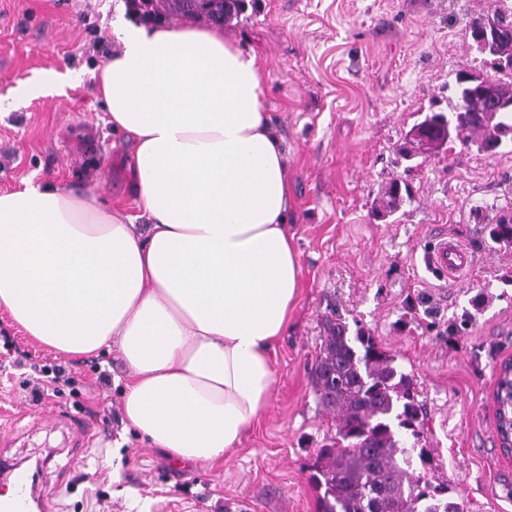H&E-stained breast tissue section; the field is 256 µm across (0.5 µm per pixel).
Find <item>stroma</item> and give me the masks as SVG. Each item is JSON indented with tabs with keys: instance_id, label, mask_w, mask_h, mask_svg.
Listing matches in <instances>:
<instances>
[{
	"instance_id": "stroma-1",
	"label": "stroma",
	"mask_w": 512,
	"mask_h": 512,
	"mask_svg": "<svg viewBox=\"0 0 512 512\" xmlns=\"http://www.w3.org/2000/svg\"><path fill=\"white\" fill-rule=\"evenodd\" d=\"M495 0H248L224 28L255 52L265 111L283 139L289 217L301 287L274 344V394L223 460L180 464L125 426L116 352L62 355L34 344L0 309V344L73 377L34 403L30 369L0 358V460H40L51 512H319L312 464L336 420L312 369L327 318L365 333L411 376L424 419L418 471L447 485L465 512H512V461L498 445L495 369L512 357V246L492 243L476 215L512 213V142L496 155L449 142L404 157L409 130L449 111L460 70L491 73L469 33ZM127 0H0V192L45 182L129 215L138 210L128 144L102 110L94 73L118 52L112 28ZM81 68L83 83L20 96L42 72ZM409 197L379 218L391 180ZM473 256L463 275L432 271L441 235ZM109 387H98L100 371ZM92 424L80 448L69 422Z\"/></svg>"
}]
</instances>
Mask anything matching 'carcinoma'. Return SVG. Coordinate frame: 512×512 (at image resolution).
<instances>
[{
    "instance_id": "cac0c4a2",
    "label": "carcinoma",
    "mask_w": 512,
    "mask_h": 512,
    "mask_svg": "<svg viewBox=\"0 0 512 512\" xmlns=\"http://www.w3.org/2000/svg\"><path fill=\"white\" fill-rule=\"evenodd\" d=\"M144 22L163 23L176 12L222 24L245 9V0H129ZM505 32L512 34V2L500 0L493 13ZM457 102L448 112H430L416 124L425 136L407 140L406 156L424 140L443 143L453 136L463 143L476 140L478 150L497 152L512 134V79L486 78L477 85L465 70L456 77ZM400 182L384 191L380 213L388 216L402 204ZM494 243L512 245V215L487 222ZM326 336L313 371L320 404L336 413V442L322 448L312 464V480L321 512H463L446 496V488L416 472L408 433L420 439V407L408 374L398 370L395 356L378 347L370 336H347L344 323L329 318Z\"/></svg>"
}]
</instances>
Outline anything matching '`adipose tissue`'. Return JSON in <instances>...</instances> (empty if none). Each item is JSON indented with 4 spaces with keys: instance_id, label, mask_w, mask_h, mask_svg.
Returning a JSON list of instances; mask_svg holds the SVG:
<instances>
[{
    "instance_id": "1",
    "label": "adipose tissue",
    "mask_w": 512,
    "mask_h": 512,
    "mask_svg": "<svg viewBox=\"0 0 512 512\" xmlns=\"http://www.w3.org/2000/svg\"><path fill=\"white\" fill-rule=\"evenodd\" d=\"M96 76L148 225L27 182L0 193V309L65 355L117 349L129 427L210 464L268 407L300 264L254 53L218 26L121 24Z\"/></svg>"
}]
</instances>
